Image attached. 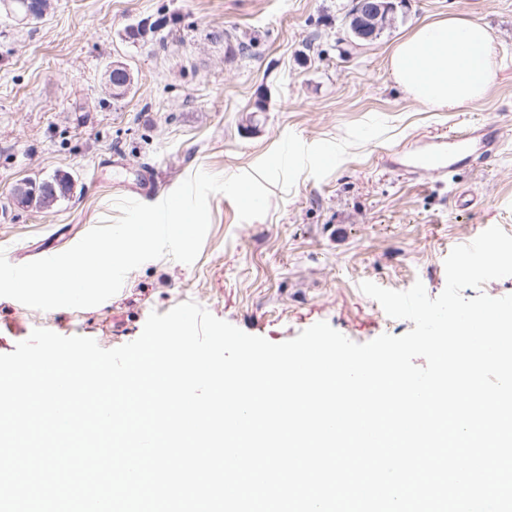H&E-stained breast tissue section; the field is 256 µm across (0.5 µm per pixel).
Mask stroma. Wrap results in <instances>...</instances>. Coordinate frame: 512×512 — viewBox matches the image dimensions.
Masks as SVG:
<instances>
[{"label": "stroma", "instance_id": "35a3bbf8", "mask_svg": "<svg viewBox=\"0 0 512 512\" xmlns=\"http://www.w3.org/2000/svg\"><path fill=\"white\" fill-rule=\"evenodd\" d=\"M353 0H50L42 19L0 11V248L15 265L63 252L104 219L126 186L151 172L161 194L203 170L251 172L271 192L268 213L240 221L225 195L209 198L198 258L130 272L121 290L83 309L40 311L0 297V354L37 328L84 336L105 349L135 340L150 313L192 300L242 331L281 343L324 321L357 343L401 336L359 288L422 282L444 289V260L491 226L512 235V0H396L380 35L352 42ZM484 23L501 68L486 99L434 112L396 84L392 45L415 26L448 16ZM151 31L132 40L130 28ZM132 84L118 95L108 69ZM261 131L244 134L256 102ZM496 122L505 145L488 166L438 184L411 180L393 162L429 138ZM336 145L334 164L286 168L288 141ZM57 175L69 194L52 207L20 205L16 187ZM476 196L456 207L453 189Z\"/></svg>", "mask_w": 512, "mask_h": 512}]
</instances>
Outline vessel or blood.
<instances>
[{
    "mask_svg": "<svg viewBox=\"0 0 512 512\" xmlns=\"http://www.w3.org/2000/svg\"><path fill=\"white\" fill-rule=\"evenodd\" d=\"M504 143L498 124L489 122L437 140L432 150L405 156L398 168L404 175L414 178L429 171L444 175L463 168L487 164L493 160Z\"/></svg>",
    "mask_w": 512,
    "mask_h": 512,
    "instance_id": "b4317fda",
    "label": "vessel or blood"
}]
</instances>
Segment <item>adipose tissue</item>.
I'll return each mask as SVG.
<instances>
[{
	"label": "adipose tissue",
	"mask_w": 512,
	"mask_h": 512,
	"mask_svg": "<svg viewBox=\"0 0 512 512\" xmlns=\"http://www.w3.org/2000/svg\"><path fill=\"white\" fill-rule=\"evenodd\" d=\"M498 65L488 28L458 16L415 28L388 54L397 84L413 100L440 112L481 102Z\"/></svg>",
	"instance_id": "1"
}]
</instances>
